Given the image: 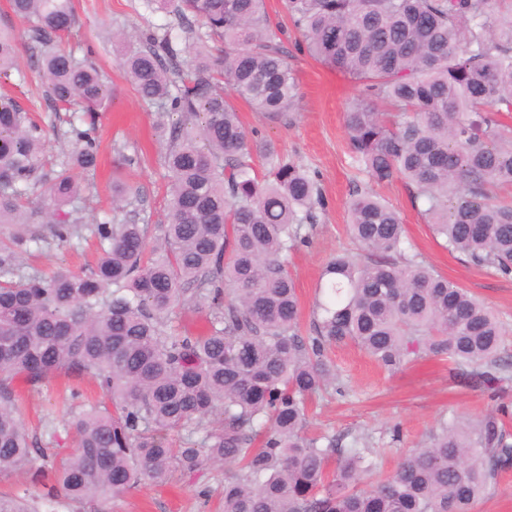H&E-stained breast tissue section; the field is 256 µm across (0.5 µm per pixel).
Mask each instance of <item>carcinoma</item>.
Returning <instances> with one entry per match:
<instances>
[{
    "mask_svg": "<svg viewBox=\"0 0 512 512\" xmlns=\"http://www.w3.org/2000/svg\"><path fill=\"white\" fill-rule=\"evenodd\" d=\"M177 24L126 48L112 33L127 79L180 120L163 127L173 190L160 244L149 225L122 222L130 189L112 187V218L95 225L101 255L79 274H19L23 247L51 235L82 233L65 207L80 195L76 170L97 166L95 122L64 133L67 151L51 185L27 208L46 162L40 127L0 94V224L41 231L0 242V477L43 482L50 512H86L96 499L171 472L224 468V512H471L512 464L498 416L444 422L393 473L364 487L376 467L362 438L305 434L307 402L336 381L325 360L354 344L382 368L424 351L468 368L466 383L491 387L512 364L501 357L507 332L479 298L405 248L397 211L371 190L348 201L357 248L326 265L324 299L302 335L288 252L305 241L304 223L323 201L312 176L268 142L249 143L230 98L272 118L293 111L298 86L271 29L264 0H145ZM502 0H284L301 44L316 60L358 83L345 112L348 151L371 184L404 180L450 252L512 273V203L493 190L512 185V9ZM32 22L36 67L58 112L79 104L94 116L112 95L91 61L57 40L77 18L72 0H9ZM192 43L181 47L183 35ZM224 42L216 58L208 42ZM185 55L184 64L176 62ZM23 75L14 37L0 31V79ZM266 161L259 171L254 158ZM231 255H226V252ZM185 305L205 313L201 333L172 319ZM101 399L69 425L77 448L60 456L37 446L12 387L31 390L52 374ZM186 437L174 448L172 431ZM336 459L333 476L326 475ZM0 512H39L27 493H1Z\"/></svg>",
    "mask_w": 512,
    "mask_h": 512,
    "instance_id": "1",
    "label": "carcinoma"
}]
</instances>
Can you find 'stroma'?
Returning <instances> with one entry per match:
<instances>
[{"instance_id":"1","label":"stroma","mask_w":512,"mask_h":512,"mask_svg":"<svg viewBox=\"0 0 512 512\" xmlns=\"http://www.w3.org/2000/svg\"><path fill=\"white\" fill-rule=\"evenodd\" d=\"M77 24L59 41L76 55L91 56L114 89L112 99L96 117L100 142L96 169L81 171L80 217L82 235L69 243L41 244L21 255L26 273L49 275L64 266L81 272L94 267L100 244L93 233L96 222L112 214V180L120 178L131 190L129 220L150 227V243H157L159 227L167 221V200L172 179L163 164L165 146L155 135L157 122L173 124L177 116L142 99L126 80L120 59L112 51L109 33L123 28L141 36L160 28L170 17L151 11L143 0H74ZM266 10L278 24L288 62L298 82L299 99L294 112L283 119L265 116L243 100L234 106L247 131L272 141L288 160L315 175L325 200L324 210L309 231L308 241L288 256V269L297 286L301 326L309 328L318 296L321 273L337 251L352 248L348 234L347 201L355 188L367 187V178L353 166L347 149L345 112L358 85L307 53L298 50V34L283 9L282 0H266ZM13 31L19 49L22 77L0 82V92L14 96L44 131L47 148L61 158L58 130L84 126L85 112L72 108L55 112L42 81L30 64L29 24L0 0V29ZM380 196L400 215L406 246L421 254L439 273L483 299L505 325L508 336L504 355L512 360V275L468 264L464 256L448 253L436 239L422 214L424 205L414 200L402 181L380 187ZM327 356L340 375L341 393L329 392L308 403V435H367L377 453L382 472L393 470L412 449L422 446L444 421H467L500 404L512 408V380L484 389L465 385L447 357L421 356L390 372L378 367L352 344L334 347ZM64 375L49 377L38 391L22 380L13 387L22 404V418L43 447L74 452L68 428L72 402L65 392ZM224 472L205 469L192 477L174 476L167 484L148 485L125 496L95 503L96 512H221ZM209 496H202V489Z\"/></svg>"}]
</instances>
